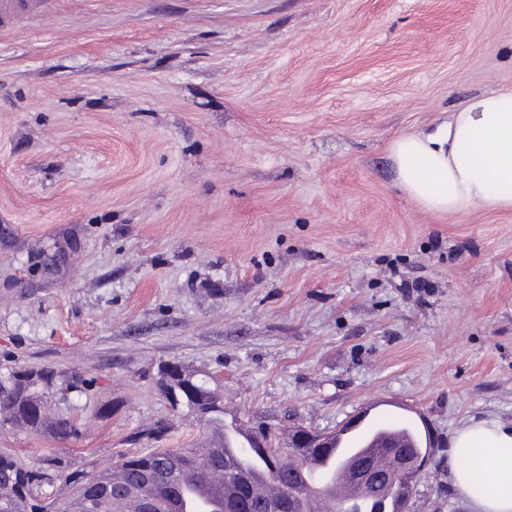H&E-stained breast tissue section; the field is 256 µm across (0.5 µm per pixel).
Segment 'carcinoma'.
I'll list each match as a JSON object with an SVG mask.
<instances>
[{
    "label": "carcinoma",
    "mask_w": 512,
    "mask_h": 512,
    "mask_svg": "<svg viewBox=\"0 0 512 512\" xmlns=\"http://www.w3.org/2000/svg\"><path fill=\"white\" fill-rule=\"evenodd\" d=\"M57 374L49 369L31 371L18 369L0 375V411L8 413L7 421L14 427L34 433H48L62 440H77L81 425L71 416L45 413L53 387L66 394L83 387L85 380L72 375L56 382ZM158 381L164 394L176 411H185L200 417L198 408L211 405L205 419L210 437L218 447H228V426L224 424V405L218 389L210 384V377H198L176 362L158 368ZM169 425L158 421L137 431L131 438L159 443L168 436ZM266 448L257 452L263 460V471L270 482L281 488L285 512H300L295 503L294 470L303 465L302 455L313 454L311 448L292 444L281 447L274 433L263 437ZM196 457V469L201 475L222 470L234 483H240L238 472L224 463L222 455H204L200 448H141L122 456L112 470L121 480H112L111 473L100 471L85 474H64L62 459H49L40 465H27L13 452L0 451V512H115V502L132 489L139 492L135 512H159L157 502L175 481V457L180 453ZM64 480L70 490L65 495H52L45 488ZM350 512H396L385 507V498L373 497L365 503H349Z\"/></svg>",
    "instance_id": "cac0c4a2"
}]
</instances>
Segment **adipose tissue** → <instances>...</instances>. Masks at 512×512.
<instances>
[{
	"label": "adipose tissue",
	"instance_id": "obj_1",
	"mask_svg": "<svg viewBox=\"0 0 512 512\" xmlns=\"http://www.w3.org/2000/svg\"><path fill=\"white\" fill-rule=\"evenodd\" d=\"M402 190L425 211L512 208V90L469 99L389 147ZM453 484L473 512H512V426L472 421L452 439Z\"/></svg>",
	"mask_w": 512,
	"mask_h": 512
}]
</instances>
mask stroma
Returning <instances> with one entry per match:
<instances>
[{
    "label": "stroma",
    "instance_id": "1",
    "mask_svg": "<svg viewBox=\"0 0 512 512\" xmlns=\"http://www.w3.org/2000/svg\"><path fill=\"white\" fill-rule=\"evenodd\" d=\"M512 90V0H54L0 32V375H83L79 440L0 448L100 471L212 377L224 422L338 430L404 405L434 455L409 512H470L448 451L512 423V210L435 215L391 142ZM169 368V372L165 368ZM158 381L164 394L176 411H187L188 414L202 420L198 412L200 405L210 404V414L203 421L209 427V434L218 441L219 448H228V426L224 424V405L215 386H211V378L186 371L176 362L166 363L158 368Z\"/></svg>",
    "mask_w": 512,
    "mask_h": 512
}]
</instances>
